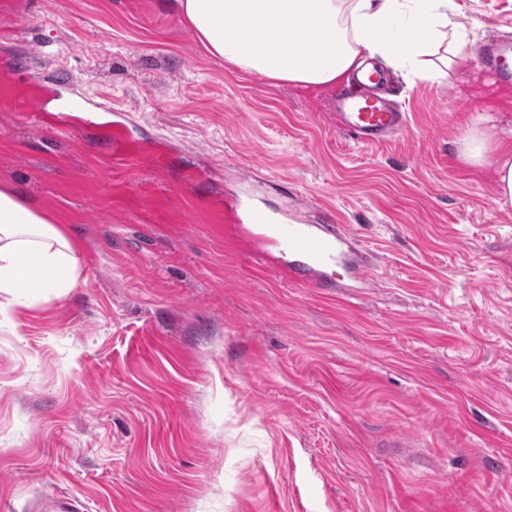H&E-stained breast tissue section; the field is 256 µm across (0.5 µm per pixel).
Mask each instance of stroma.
Returning <instances> with one entry per match:
<instances>
[{"label": "stroma", "mask_w": 512, "mask_h": 512, "mask_svg": "<svg viewBox=\"0 0 512 512\" xmlns=\"http://www.w3.org/2000/svg\"><path fill=\"white\" fill-rule=\"evenodd\" d=\"M477 35L365 145L332 90L224 64L175 0H0V184L57 215L80 284L0 315V512H512V209L459 143L512 148ZM101 98L79 112L69 97ZM259 206H322L378 268L331 295L257 264Z\"/></svg>", "instance_id": "1"}]
</instances>
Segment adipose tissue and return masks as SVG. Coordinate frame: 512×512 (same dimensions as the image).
I'll return each mask as SVG.
<instances>
[{"mask_svg": "<svg viewBox=\"0 0 512 512\" xmlns=\"http://www.w3.org/2000/svg\"><path fill=\"white\" fill-rule=\"evenodd\" d=\"M206 52L230 66L297 86L346 78L369 59L389 61L408 81L434 79L468 42L455 0H177ZM462 158L493 169L497 202L512 208V155L473 123ZM73 240L54 217L0 186V312L36 293L58 297L79 283Z\"/></svg>", "mask_w": 512, "mask_h": 512, "instance_id": "obj_1", "label": "adipose tissue"}]
</instances>
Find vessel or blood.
<instances>
[{"label":"vessel or blood","instance_id":"vessel-or-blood-1","mask_svg":"<svg viewBox=\"0 0 512 512\" xmlns=\"http://www.w3.org/2000/svg\"><path fill=\"white\" fill-rule=\"evenodd\" d=\"M479 52L501 83L512 82V42L489 35ZM354 93L337 92L333 112L338 131L349 134L364 144L381 142L406 124L402 112L384 96L387 80L375 70L355 74ZM248 222L260 225L266 240L276 245L281 254L284 278L325 294L333 286L326 271L342 267L357 280L367 278L369 266L355 255L352 237L344 225L335 223L328 211L316 207L312 215L299 219L288 212H269L245 205Z\"/></svg>","mask_w":512,"mask_h":512}]
</instances>
